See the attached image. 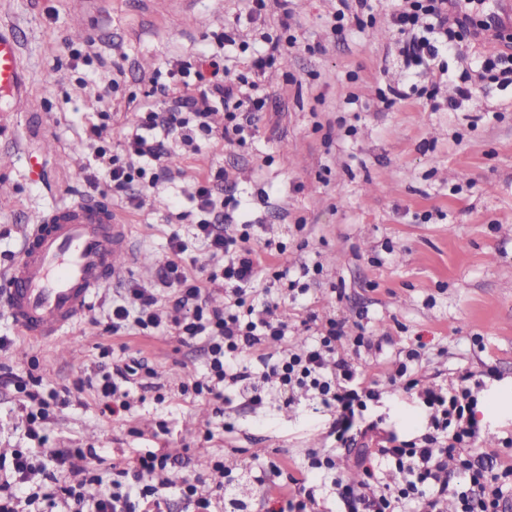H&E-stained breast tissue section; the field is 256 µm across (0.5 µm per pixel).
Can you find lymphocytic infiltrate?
Returning a JSON list of instances; mask_svg holds the SVG:
<instances>
[{"label":"lymphocytic infiltrate","mask_w":512,"mask_h":512,"mask_svg":"<svg viewBox=\"0 0 512 512\" xmlns=\"http://www.w3.org/2000/svg\"><path fill=\"white\" fill-rule=\"evenodd\" d=\"M392 22L410 40L403 49L406 60L421 63L438 58L453 39L487 37L485 0H400ZM439 30L442 40L415 36L419 24ZM259 54L250 56L247 74L232 71L224 62L223 45L247 43L227 33L218 40L219 50L204 55L198 63L171 59L165 76H152L154 92L166 99L165 107L144 101L122 126L120 156L112 154V99L114 81L98 86L101 104L98 124L90 128L92 158L86 174L91 185L108 184L124 194L126 208L137 205L129 195L132 184L157 194L165 193L170 181L169 158L176 151L197 152L196 136L206 133L227 145H243L251 137L267 103L260 95L258 76L282 59L297 42L296 37L264 35ZM223 123H216V112ZM189 196L195 211L179 212L177 220L191 224L189 236L172 232L169 256L160 287L139 284L112 301L109 332L122 335L132 330L161 332L173 329L184 340L204 341L206 371L180 385L179 393L190 401L227 404L226 389L239 387L250 402L262 406L271 393L284 404L295 403L299 393L310 394L330 411L335 420L331 434L338 442L370 438L377 423L366 422L380 393L373 375L362 363L339 356L336 349L345 332L341 323L328 319L303 347L279 353L266 352L268 342L279 341L288 323L275 315L279 298L262 281L263 274L287 280L289 290L304 294L307 285L289 279L279 258L285 249L271 239L258 240L248 224L237 223V200L226 197L212 178L193 182ZM208 250L217 263L197 272L189 258L192 245ZM224 294V305L210 307L211 293ZM263 348L261 371L244 364L248 351ZM421 356L419 346L408 347L397 374L405 390H417L428 419L425 431L412 440L389 434L357 453V464L366 477L361 487L338 485L337 496L344 512H402L415 503L423 512H442L447 496L457 500L456 512H502L504 478L511 469L495 471L479 457L477 442L482 428L476 417L478 400L472 392V373L459 374L448 387L419 388L408 376ZM155 370L143 360L105 370L97 386L102 414L130 421L140 393L155 389ZM14 386L29 406L25 434L36 449H16L11 458L0 457V512H168L170 496H178L193 512H215L220 492L202 490L199 481L176 472L171 456L162 450L138 454L116 467L111 490H103L98 472L99 457L91 448H53L48 424L51 402L69 406L57 392H45L41 380L30 381L15 373L0 375V386ZM396 471L395 484L375 488L370 484L376 465ZM463 477L451 487L449 471Z\"/></svg>","instance_id":"1"}]
</instances>
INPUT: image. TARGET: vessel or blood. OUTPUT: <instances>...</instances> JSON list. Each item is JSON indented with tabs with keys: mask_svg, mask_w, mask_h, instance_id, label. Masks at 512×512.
Listing matches in <instances>:
<instances>
[{
	"mask_svg": "<svg viewBox=\"0 0 512 512\" xmlns=\"http://www.w3.org/2000/svg\"><path fill=\"white\" fill-rule=\"evenodd\" d=\"M0 95L30 102L20 40L0 24ZM134 250L129 229L98 198L55 206L30 225L18 258L0 273V310L28 340L59 342L91 299L118 284Z\"/></svg>",
	"mask_w": 512,
	"mask_h": 512,
	"instance_id": "1",
	"label": "vessel or blood"
}]
</instances>
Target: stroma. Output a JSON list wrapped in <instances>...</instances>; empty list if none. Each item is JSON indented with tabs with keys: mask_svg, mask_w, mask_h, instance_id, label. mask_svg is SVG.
Instances as JSON below:
<instances>
[{
	"mask_svg": "<svg viewBox=\"0 0 512 512\" xmlns=\"http://www.w3.org/2000/svg\"><path fill=\"white\" fill-rule=\"evenodd\" d=\"M370 4L363 25L337 35L338 0H290L297 44L262 79L270 100L253 138L243 147L211 142L199 154L174 156L177 177L167 195L141 193L139 210L125 215L140 255L120 285H158L177 228L168 195L192 210L188 183L223 169V190L240 202L239 223L252 225L256 238L286 244L280 263L291 278L305 264L323 268L302 304L281 299L289 342L303 336L300 320L310 311L381 342L382 352L365 356L382 392L369 417L380 432L410 439L423 431L426 412L391 377L400 350L423 340L415 366L421 386L466 371L483 380L478 446L484 462L512 467V447L501 443L512 436V84L499 71L480 70L499 48L491 41L462 42L432 64L407 67L405 37L390 22L396 0ZM247 13V0H191L185 10L177 0H0V22L16 29L31 82L24 111H10L0 99V273L18 257L39 213L97 194L83 175L100 110L94 87L111 63L123 67L114 95L119 126L129 117V93H144L145 76L166 70L171 58L195 60L232 29L254 42ZM74 49L89 52L91 62H72ZM466 82L476 84V94L448 106ZM391 86L405 97L387 108L377 92ZM113 296H97L57 346L26 341L0 312V336L13 339L0 350V368L32 360L47 387L73 389L95 376L107 347L114 362L147 361L163 386L164 402L147 397L130 423L102 415L96 389L84 388L56 413L51 443L94 447L107 472L161 448L176 471L203 475L211 485L219 477L203 462L220 457L243 484L226 494L223 512H266L276 465L321 486L336 512L334 474L309 470V453L335 454L352 481L363 475L347 446L329 438V412L305 396L290 407L271 399L255 408L238 394L216 417L212 405L177 392L206 364L203 343L170 333L112 335ZM22 403L21 394L0 388V454L31 445ZM223 419L234 433L201 447L202 431Z\"/></svg>",
	"mask_w": 512,
	"mask_h": 512,
	"instance_id": "stroma-1",
	"label": "stroma"
}]
</instances>
